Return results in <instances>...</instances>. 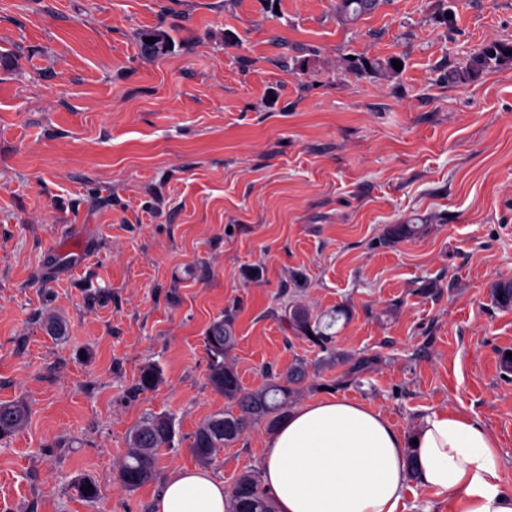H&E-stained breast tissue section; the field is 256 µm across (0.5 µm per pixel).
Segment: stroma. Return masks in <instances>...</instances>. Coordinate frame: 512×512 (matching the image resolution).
<instances>
[{"mask_svg": "<svg viewBox=\"0 0 512 512\" xmlns=\"http://www.w3.org/2000/svg\"><path fill=\"white\" fill-rule=\"evenodd\" d=\"M494 40L512 44V0H383L352 24L336 0H0V401L30 411L0 440V512H155L226 407L203 336L228 310L245 389L299 359L301 405L355 400L406 437L454 410L512 493V307L492 297L512 279V64L447 78ZM397 224L423 231L393 242ZM292 301L372 359L359 383L336 387L346 364L288 330ZM149 362L164 381L135 392ZM150 413L174 446L127 490ZM268 436L252 426L210 472L232 487ZM175 436L173 419L166 414L144 418L129 434L128 451L119 466V481L129 490L157 478L158 452L172 448Z\"/></svg>", "mask_w": 512, "mask_h": 512, "instance_id": "1", "label": "stroma"}]
</instances>
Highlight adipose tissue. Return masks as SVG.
Returning <instances> with one entry per match:
<instances>
[{
	"label": "adipose tissue",
	"mask_w": 512,
	"mask_h": 512,
	"mask_svg": "<svg viewBox=\"0 0 512 512\" xmlns=\"http://www.w3.org/2000/svg\"><path fill=\"white\" fill-rule=\"evenodd\" d=\"M411 453L423 484L447 498L451 512H512L494 441L451 410L427 416L409 439L362 403L310 401L267 440L263 479L276 512H397ZM225 492L208 472L181 469L164 484L157 512H226Z\"/></svg>",
	"instance_id": "adipose-tissue-1"
}]
</instances>
